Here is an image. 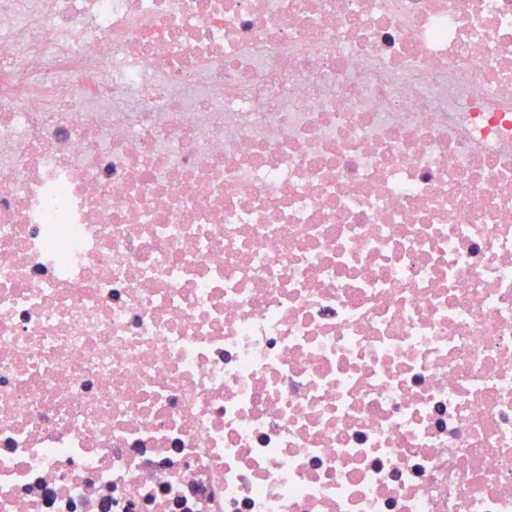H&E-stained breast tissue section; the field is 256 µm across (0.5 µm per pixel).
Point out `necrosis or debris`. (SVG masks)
Returning a JSON list of instances; mask_svg holds the SVG:
<instances>
[{
	"mask_svg": "<svg viewBox=\"0 0 512 512\" xmlns=\"http://www.w3.org/2000/svg\"><path fill=\"white\" fill-rule=\"evenodd\" d=\"M0 512H512V0H0Z\"/></svg>",
	"mask_w": 512,
	"mask_h": 512,
	"instance_id": "1",
	"label": "necrosis or debris"
}]
</instances>
